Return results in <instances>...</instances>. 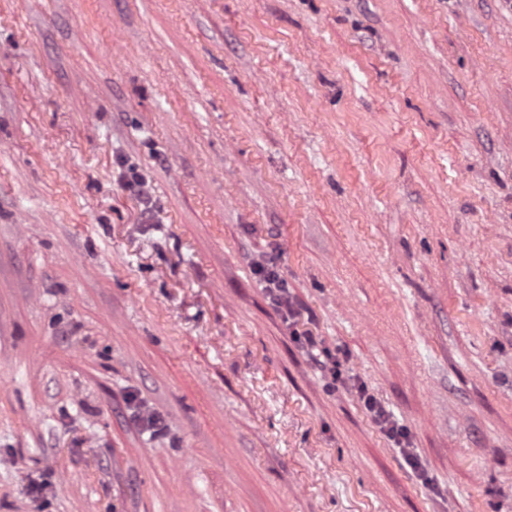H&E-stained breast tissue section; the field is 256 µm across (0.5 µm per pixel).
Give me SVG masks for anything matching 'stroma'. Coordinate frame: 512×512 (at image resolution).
Segmentation results:
<instances>
[{"label":"stroma","mask_w":512,"mask_h":512,"mask_svg":"<svg viewBox=\"0 0 512 512\" xmlns=\"http://www.w3.org/2000/svg\"><path fill=\"white\" fill-rule=\"evenodd\" d=\"M0 512H512V0H0Z\"/></svg>","instance_id":"1"}]
</instances>
